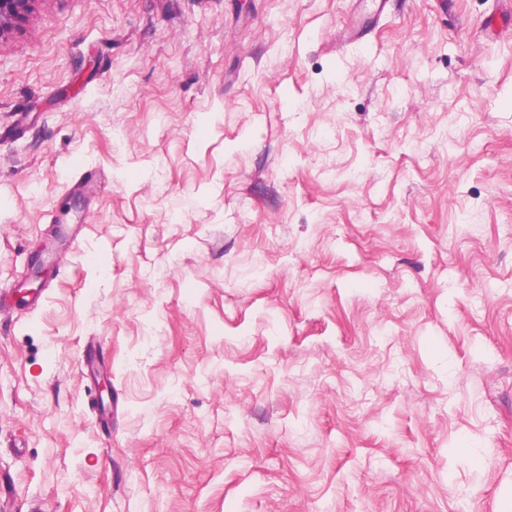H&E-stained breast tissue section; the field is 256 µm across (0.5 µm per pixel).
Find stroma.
<instances>
[{"label": "stroma", "instance_id": "stroma-1", "mask_svg": "<svg viewBox=\"0 0 512 512\" xmlns=\"http://www.w3.org/2000/svg\"><path fill=\"white\" fill-rule=\"evenodd\" d=\"M0 297V512H512V5L36 0Z\"/></svg>", "mask_w": 512, "mask_h": 512}]
</instances>
